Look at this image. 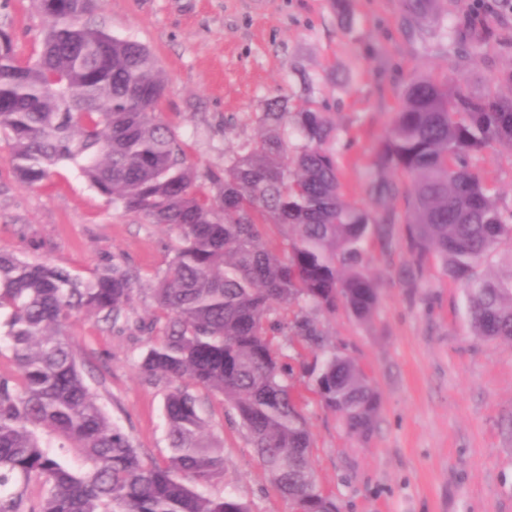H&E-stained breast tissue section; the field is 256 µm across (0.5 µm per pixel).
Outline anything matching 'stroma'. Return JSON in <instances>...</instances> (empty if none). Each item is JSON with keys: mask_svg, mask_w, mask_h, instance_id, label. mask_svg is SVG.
<instances>
[{"mask_svg": "<svg viewBox=\"0 0 512 512\" xmlns=\"http://www.w3.org/2000/svg\"><path fill=\"white\" fill-rule=\"evenodd\" d=\"M451 37L411 17L402 0H102L95 22L145 45L167 77L159 118L184 143L199 172H223L224 156L256 136L272 97L289 111L318 108L338 126L334 144L345 200L369 206L373 151L414 75L461 82L467 90L512 87V9L500 0H444ZM482 21L490 36L471 40ZM46 20L36 0H0V30L22 61L39 53ZM0 136V248L43 258L88 277L115 264L137 291L131 321L150 316V289L175 254L176 231L123 212L66 162L40 187L21 183ZM475 165L503 210H512V149L496 147ZM405 246L369 241L365 262L380 286L374 315H320L337 352L353 360L379 393L369 436L326 410L314 379L294 375L313 436L320 486L342 512H512V342L484 340L471 327L467 295L430 259L424 275L402 281ZM93 393L143 454L168 451L163 405L168 386L137 363L151 335L79 316L68 328ZM194 394L224 448L214 492L253 512H292L258 462L247 434L220 399Z\"/></svg>", "mask_w": 512, "mask_h": 512, "instance_id": "35a3bbf8", "label": "stroma"}]
</instances>
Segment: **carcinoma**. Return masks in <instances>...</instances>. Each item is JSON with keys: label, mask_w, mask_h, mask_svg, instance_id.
I'll return each mask as SVG.
<instances>
[{"label": "carcinoma", "mask_w": 512, "mask_h": 512, "mask_svg": "<svg viewBox=\"0 0 512 512\" xmlns=\"http://www.w3.org/2000/svg\"><path fill=\"white\" fill-rule=\"evenodd\" d=\"M37 2L49 27L35 60H17L0 32V134L28 185L72 162L112 204L178 233L152 288L147 330L158 336L138 363L145 379L168 384L169 454L138 452L90 391L67 335L79 313L128 320L129 273L112 265L82 278L0 250V357L10 362L0 371V512H252L211 491L224 476V453L191 386L222 397L297 512H340L316 480L292 368L272 340L286 334L320 351L313 371L321 403L369 435L379 395L329 346L316 314L372 316L380 288L364 246L375 238L387 250L405 240L408 276L439 259L466 289L474 335L512 341V272L477 273L512 241V210L500 208L472 167L489 148H512V92L474 95L459 82L411 78L374 151L369 209L344 200L334 121L313 109L288 112L274 97L260 135L224 158V173L202 176L217 190L211 196L157 117L166 82L152 54L95 24L100 0ZM403 5L423 20L441 13L440 0ZM290 124L303 139L294 149ZM398 197L406 201L399 219L390 210Z\"/></svg>", "instance_id": "carcinoma-1"}]
</instances>
